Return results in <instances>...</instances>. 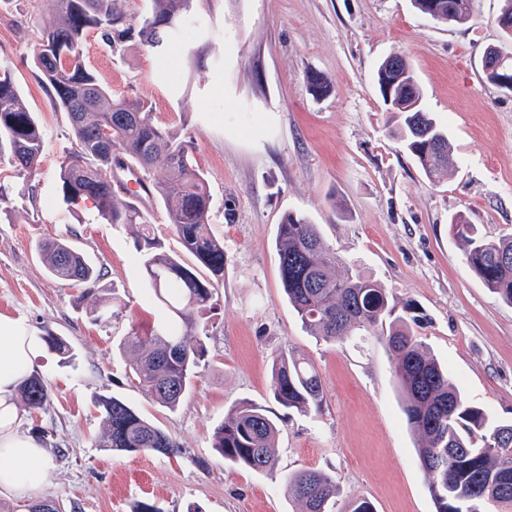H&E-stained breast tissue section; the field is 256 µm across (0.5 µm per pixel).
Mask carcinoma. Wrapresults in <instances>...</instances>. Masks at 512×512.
I'll return each mask as SVG.
<instances>
[{
  "label": "carcinoma",
  "mask_w": 512,
  "mask_h": 512,
  "mask_svg": "<svg viewBox=\"0 0 512 512\" xmlns=\"http://www.w3.org/2000/svg\"><path fill=\"white\" fill-rule=\"evenodd\" d=\"M195 0H149L138 27L127 23L123 0H53L52 21L41 27L33 67L45 85L53 110L68 120L72 149L59 164L63 198L89 200L106 224L137 226L135 248L140 267L164 308V326L150 334L133 330L119 349L127 354L129 377L156 405L175 410L206 366L202 333L204 316L215 309L213 284L199 277L178 255L168 253L151 236L154 206L196 263L224 276V242L210 227L211 196L194 147L180 134L153 121L152 103L140 97L112 95L85 62L84 42L99 32L114 53L138 37L154 52L165 51L190 14ZM481 0H436L435 20L466 24ZM502 40L496 45L512 67V0H501L496 18ZM376 83L386 111L397 118V134L425 177L438 182L453 164L447 131L421 108L422 89L406 56L390 71L379 65ZM111 130L112 145H102V130ZM45 140L34 113L23 102L9 69H0V161L34 176ZM133 167L148 191L143 205L115 194L112 175ZM162 172L163 177H155ZM470 272L502 301L512 304V237L488 240L462 214L450 220ZM276 249L283 291L304 329L326 343L381 334L391 353L392 369L403 396L410 427L418 434L419 462L429 478L437 512H512V423L493 419L462 398L448 370L415 338V319L395 314L386 288L351 269L336 274L342 259L326 243L319 225L287 213L277 225ZM47 273L82 288L94 320L119 314L122 300L100 287L101 270L59 235L37 243ZM62 359L72 347L62 336H43ZM270 389L285 409L307 415L321 409L323 386L314 364L287 347L269 354ZM21 403L42 409L51 402L44 380L32 375L18 388ZM103 428L99 448L116 454L180 453L179 444L160 426L114 396L99 399ZM278 423L264 406L236 401L214 432L213 448L224 463L263 474L275 469ZM288 495L303 512H375L359 499L347 510L336 507V480L307 469L284 478Z\"/></svg>",
  "instance_id": "carcinoma-1"
}]
</instances>
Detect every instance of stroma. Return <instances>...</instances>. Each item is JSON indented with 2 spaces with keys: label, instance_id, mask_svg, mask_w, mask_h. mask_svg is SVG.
<instances>
[{
  "label": "stroma",
  "instance_id": "35a3bbf8",
  "mask_svg": "<svg viewBox=\"0 0 512 512\" xmlns=\"http://www.w3.org/2000/svg\"><path fill=\"white\" fill-rule=\"evenodd\" d=\"M500 0H482L465 25L437 22L410 0H196L191 31L168 53L139 40L123 54L97 32L85 59L119 97L153 104V119L195 148L212 196L211 224L224 242V276L208 315V355L176 410L133 386L122 336L159 328L164 313L143 278L134 228L103 223L91 201L65 202L57 172L72 146L31 66L51 0H0V66L9 67L46 142L35 179L0 164V314L73 348L69 362L41 349L36 373L52 392L46 409L19 408V428L38 437L49 478L0 502H59L66 512H299L285 475H332L338 506L358 498L376 512H436L380 337L329 344L309 336L282 289L276 230L286 213L308 217L344 266L371 275L397 313L415 316L416 337L468 402L512 421V305L461 261L449 219L512 236V95L488 83L480 57L499 43ZM410 60L424 107L448 129L454 166L430 183L390 127L375 71L388 55ZM332 85L317 98L307 77ZM72 236L125 304L94 320L69 282L52 278L39 240ZM285 346L310 359L322 380L320 412L285 415L270 393L268 355ZM123 398L181 445L170 457L96 447L99 397ZM247 399L280 418L274 472L226 465L213 433L230 405Z\"/></svg>",
  "mask_w": 512,
  "mask_h": 512
}]
</instances>
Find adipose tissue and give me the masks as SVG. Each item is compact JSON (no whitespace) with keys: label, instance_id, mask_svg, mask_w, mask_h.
<instances>
[{"label":"adipose tissue","instance_id":"obj_1","mask_svg":"<svg viewBox=\"0 0 512 512\" xmlns=\"http://www.w3.org/2000/svg\"><path fill=\"white\" fill-rule=\"evenodd\" d=\"M40 343L23 321L0 315V490L22 495L47 481L45 450L18 429L14 395L20 381L33 373Z\"/></svg>","mask_w":512,"mask_h":512}]
</instances>
